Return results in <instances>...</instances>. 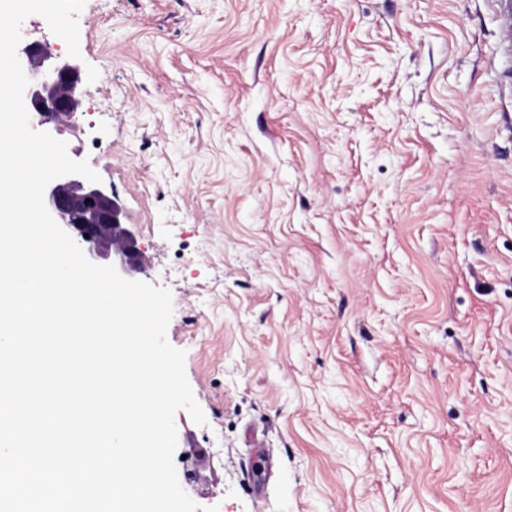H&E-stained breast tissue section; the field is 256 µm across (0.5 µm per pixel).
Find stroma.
I'll use <instances>...</instances> for the list:
<instances>
[{
	"label": "stroma",
	"instance_id": "1",
	"mask_svg": "<svg viewBox=\"0 0 512 512\" xmlns=\"http://www.w3.org/2000/svg\"><path fill=\"white\" fill-rule=\"evenodd\" d=\"M58 132L170 291L183 490L512 512V67L489 0H86Z\"/></svg>",
	"mask_w": 512,
	"mask_h": 512
}]
</instances>
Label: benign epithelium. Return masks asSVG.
<instances>
[{
	"label": "benign epithelium",
	"mask_w": 512,
	"mask_h": 512,
	"mask_svg": "<svg viewBox=\"0 0 512 512\" xmlns=\"http://www.w3.org/2000/svg\"><path fill=\"white\" fill-rule=\"evenodd\" d=\"M21 54L29 79L24 93L27 111L41 117V126L70 122L82 106L80 68L35 42L26 44ZM44 198L53 219L91 262L110 263L122 276L143 266L144 257L124 222L123 208L106 188L69 174L50 182Z\"/></svg>",
	"instance_id": "1"
}]
</instances>
